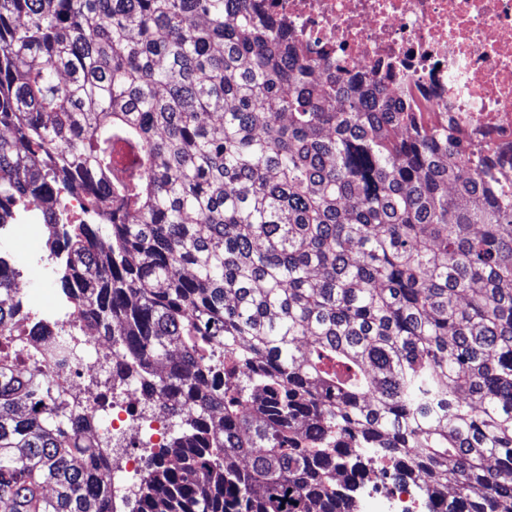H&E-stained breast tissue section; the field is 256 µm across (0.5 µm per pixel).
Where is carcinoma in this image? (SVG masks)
Wrapping results in <instances>:
<instances>
[{
	"label": "carcinoma",
	"instance_id": "carcinoma-1",
	"mask_svg": "<svg viewBox=\"0 0 512 512\" xmlns=\"http://www.w3.org/2000/svg\"><path fill=\"white\" fill-rule=\"evenodd\" d=\"M260 0H0V225L37 198L110 390L179 419L129 512H512V185ZM79 194L92 223H60ZM0 259V512H117ZM374 470L377 474L376 479H364L361 487L357 491V498L360 510L363 512H378L381 504L387 499H392L398 493V484L392 479L385 478L384 470L393 473L392 464L385 460H377L370 466L368 471Z\"/></svg>",
	"mask_w": 512,
	"mask_h": 512
}]
</instances>
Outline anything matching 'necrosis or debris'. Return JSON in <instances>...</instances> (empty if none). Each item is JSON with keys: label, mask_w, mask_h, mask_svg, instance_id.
Listing matches in <instances>:
<instances>
[{"label": "necrosis or debris", "mask_w": 512, "mask_h": 512, "mask_svg": "<svg viewBox=\"0 0 512 512\" xmlns=\"http://www.w3.org/2000/svg\"><path fill=\"white\" fill-rule=\"evenodd\" d=\"M306 44L352 71L390 69L403 88L447 111L474 146L506 151L512 181V0H265ZM102 348L84 340L72 363H48L74 385L97 372Z\"/></svg>", "instance_id": "obj_1"}]
</instances>
